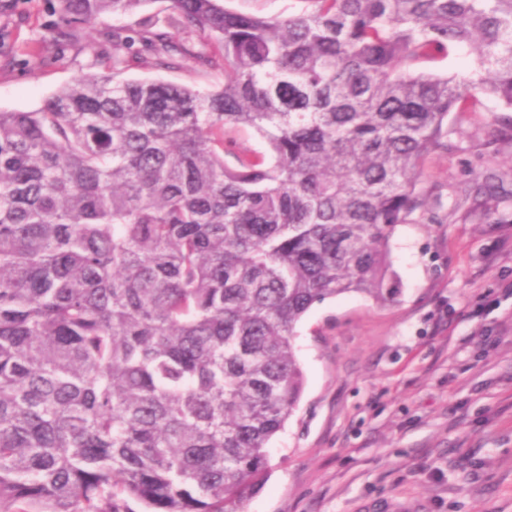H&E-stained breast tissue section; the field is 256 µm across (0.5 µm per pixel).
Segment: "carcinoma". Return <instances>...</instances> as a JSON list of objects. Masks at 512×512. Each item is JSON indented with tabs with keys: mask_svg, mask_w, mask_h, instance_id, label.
<instances>
[{
	"mask_svg": "<svg viewBox=\"0 0 512 512\" xmlns=\"http://www.w3.org/2000/svg\"><path fill=\"white\" fill-rule=\"evenodd\" d=\"M150 2L63 0L112 69L0 111V512H245L302 395L297 324L387 300L449 116L512 112V0H168L135 38L108 23ZM181 33L222 83L123 76L181 68ZM462 46L469 75L416 70ZM224 3L233 10L262 15L298 13L307 6L303 0H227Z\"/></svg>",
	"mask_w": 512,
	"mask_h": 512,
	"instance_id": "carcinoma-1",
	"label": "carcinoma"
}]
</instances>
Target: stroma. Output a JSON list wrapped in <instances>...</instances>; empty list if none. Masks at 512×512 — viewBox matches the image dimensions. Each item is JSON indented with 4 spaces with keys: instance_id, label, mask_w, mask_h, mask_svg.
I'll return each instance as SVG.
<instances>
[{
    "instance_id": "stroma-1",
    "label": "stroma",
    "mask_w": 512,
    "mask_h": 512,
    "mask_svg": "<svg viewBox=\"0 0 512 512\" xmlns=\"http://www.w3.org/2000/svg\"><path fill=\"white\" fill-rule=\"evenodd\" d=\"M61 0H0V110L101 71L109 44L44 41ZM191 50L131 79L209 88ZM499 104L448 119L390 239L393 300L349 293L297 326L304 389L247 512H512V139Z\"/></svg>"
}]
</instances>
